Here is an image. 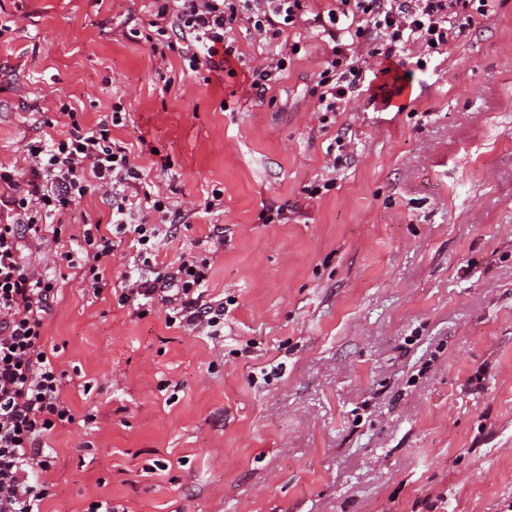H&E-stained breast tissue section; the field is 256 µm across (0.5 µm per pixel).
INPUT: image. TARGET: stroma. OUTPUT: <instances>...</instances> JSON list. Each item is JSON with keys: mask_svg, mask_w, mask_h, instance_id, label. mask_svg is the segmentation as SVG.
<instances>
[{"mask_svg": "<svg viewBox=\"0 0 512 512\" xmlns=\"http://www.w3.org/2000/svg\"><path fill=\"white\" fill-rule=\"evenodd\" d=\"M156 13L0 0V165L120 106L129 200L148 185L169 208L146 215L158 262L207 259L224 306L211 339L121 305L143 270L128 238L101 297L58 263L45 349L75 421L46 436L43 512H512V0L397 55L399 107L328 115L314 24L266 40L238 19L229 66L189 73ZM61 222L74 253L83 225L111 234L112 205L90 188ZM295 47H298L297 43L292 44L291 47L289 48V54H282L281 57L276 60L275 64L271 63L265 69L261 71H255L252 73V82L250 87L252 90H255L256 94L263 93L265 91V88L267 87L268 82L275 79V77L281 71L285 70L290 54L295 55L298 53L297 51H295Z\"/></svg>", "mask_w": 512, "mask_h": 512, "instance_id": "stroma-1", "label": "stroma"}]
</instances>
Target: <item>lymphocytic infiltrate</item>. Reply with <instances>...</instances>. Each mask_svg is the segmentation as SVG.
I'll list each match as a JSON object with an SVG mask.
<instances>
[{"instance_id": "f902f5d3", "label": "lymphocytic infiltrate", "mask_w": 512, "mask_h": 512, "mask_svg": "<svg viewBox=\"0 0 512 512\" xmlns=\"http://www.w3.org/2000/svg\"><path fill=\"white\" fill-rule=\"evenodd\" d=\"M493 0H336L316 13L313 21L332 45L317 86L322 112L369 91L389 76L386 68L371 69L369 59H391L410 45L424 51L449 45L480 24ZM235 0H162L159 17H170L172 28L186 38L180 56L185 70H220L224 35L236 21ZM247 22L262 36L275 38L306 12L305 0H252ZM110 121L84 129L73 127L65 138L27 145L28 172L0 166V512H42L50 488L41 481L53 457L46 435L59 424L75 420L62 398L63 374L44 347V322L60 286L51 264L37 266L32 251L58 244L47 230L56 216L72 207L88 186L112 203L116 233L132 236L147 272L124 280L122 303L160 301L165 320L191 331L216 335L224 324V307L207 302L206 264L194 257L172 271L159 269L153 254L159 230L137 218L127 206L126 190L140 180L138 166L123 148L113 147ZM85 259L75 269L93 295H101L103 268L115 250L112 238L96 224L83 227Z\"/></svg>"}]
</instances>
